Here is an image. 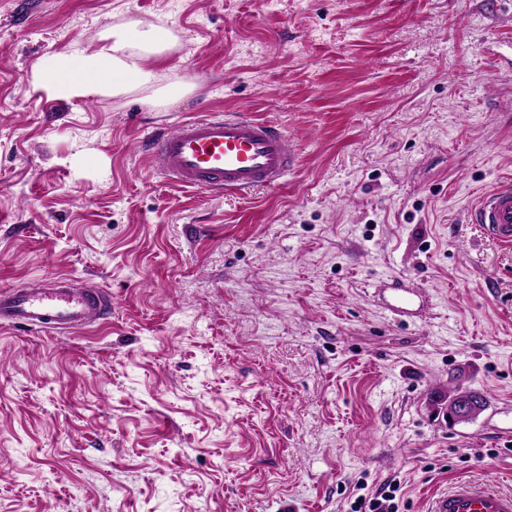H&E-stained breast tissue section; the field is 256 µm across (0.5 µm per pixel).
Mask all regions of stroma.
Here are the masks:
<instances>
[{
	"mask_svg": "<svg viewBox=\"0 0 512 512\" xmlns=\"http://www.w3.org/2000/svg\"><path fill=\"white\" fill-rule=\"evenodd\" d=\"M177 45L141 92L33 88L134 22ZM215 110L281 125L279 186L183 190L140 144ZM512 0H0V290L68 274L110 315L0 328V512H399L512 491ZM420 295L411 316L378 292ZM482 394L448 421V390ZM475 224H483L488 232L503 243H512V185L502 183L483 192L470 212ZM400 489V482L391 480L384 488L378 491L373 498H369L368 504L366 498L354 502L351 506L352 512H361L362 509L368 507L369 512H398V503L396 500V493ZM425 512H512V493L483 482H455L432 496Z\"/></svg>",
	"mask_w": 512,
	"mask_h": 512,
	"instance_id": "35a3bbf8",
	"label": "stroma"
}]
</instances>
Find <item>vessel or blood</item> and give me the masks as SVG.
I'll return each mask as SVG.
<instances>
[{"label": "vessel or blood", "instance_id": "obj_1", "mask_svg": "<svg viewBox=\"0 0 512 512\" xmlns=\"http://www.w3.org/2000/svg\"><path fill=\"white\" fill-rule=\"evenodd\" d=\"M150 170L185 188L245 193L280 185L294 151L279 124L247 114L209 112L176 130H155L143 143ZM503 243H512V185L482 193L470 212ZM111 308L101 289L60 275L36 287L0 291V325L50 334L79 330ZM426 512H512V493L460 481L432 496Z\"/></svg>", "mask_w": 512, "mask_h": 512}]
</instances>
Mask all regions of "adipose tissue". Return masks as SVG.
Masks as SVG:
<instances>
[{"label": "adipose tissue", "instance_id": "adipose-tissue-1", "mask_svg": "<svg viewBox=\"0 0 512 512\" xmlns=\"http://www.w3.org/2000/svg\"><path fill=\"white\" fill-rule=\"evenodd\" d=\"M173 44L169 29L159 24L115 27L102 34L97 46L74 48L44 56L32 71L34 86L49 85L61 99L91 94L118 97L136 87H153L150 105L162 106L186 93L184 84L154 87L155 65Z\"/></svg>", "mask_w": 512, "mask_h": 512}]
</instances>
